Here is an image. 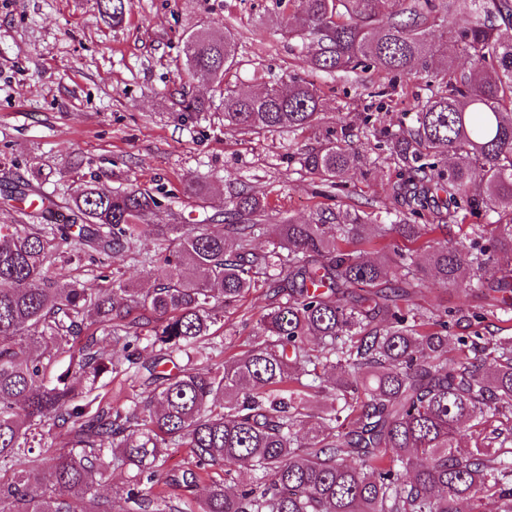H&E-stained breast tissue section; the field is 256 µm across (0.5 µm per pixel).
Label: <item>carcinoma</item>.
<instances>
[{
    "mask_svg": "<svg viewBox=\"0 0 512 512\" xmlns=\"http://www.w3.org/2000/svg\"><path fill=\"white\" fill-rule=\"evenodd\" d=\"M289 2L295 24L280 35L300 38L315 69L433 68L444 84L418 103L410 127L381 131L407 215L392 224L370 213L279 224L272 248L258 252L263 227L254 220L265 201L248 187L227 203L244 223L215 234L140 223L167 207L160 191L83 180L62 207L55 189L1 185L4 207L38 223L0 224V459L17 466L0 482V512H185V498L216 468L259 479L239 492L211 480L197 512H460L474 497L512 512V336L460 339L459 356L442 365L456 312L416 302L428 277L470 288L492 263L502 276L484 298L492 316L512 321V0ZM130 4L99 0L98 8L116 27ZM457 9L474 13L456 31L471 71L440 51ZM185 57L193 75L223 89L227 130L303 129L323 111L311 80L258 94L227 83L239 64L228 28L190 32ZM298 155L335 188L359 146L328 130ZM426 212L436 222L409 223ZM479 213L493 219L471 225L468 246L425 241ZM148 233L159 240L154 255L140 249ZM70 240L67 261L139 257L155 287L141 294L114 278L111 290H97L51 275L55 244ZM259 290L269 308L246 353L204 372L174 362L211 335L215 304ZM95 325L103 335L90 333ZM108 338L121 355L101 350ZM143 342L153 357H142ZM61 353L68 364L56 370ZM165 360L173 371L158 370ZM329 372V403L313 415L309 391ZM119 376L142 386L125 406L107 390ZM46 427L62 447H35ZM170 448L189 449L191 461L163 470ZM114 467L129 477L105 496Z\"/></svg>",
    "mask_w": 512,
    "mask_h": 512,
    "instance_id": "cac0c4a2",
    "label": "carcinoma"
}]
</instances>
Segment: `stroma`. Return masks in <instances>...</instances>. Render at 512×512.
Here are the masks:
<instances>
[{
	"label": "stroma",
	"mask_w": 512,
	"mask_h": 512,
	"mask_svg": "<svg viewBox=\"0 0 512 512\" xmlns=\"http://www.w3.org/2000/svg\"><path fill=\"white\" fill-rule=\"evenodd\" d=\"M289 15L286 0H131L121 26L106 24L97 0H0V184L29 181L41 169L44 190L59 179L95 174L108 187L163 188L171 210L148 223L204 225L222 230L230 189L249 187L266 199L264 223H308L320 212L364 211L385 215L402 204L388 190L397 164L381 147L379 132L410 126L417 99L438 82L414 70L391 76L374 70L350 74L314 71L300 41L277 30ZM238 33V72L227 80L246 93L269 82L314 81L324 110L313 127L259 133L226 131L221 112L179 111L182 95L218 100L208 84L184 66L186 32L200 25ZM353 129L363 158L337 189L301 170L299 147L313 146L325 131ZM200 183L203 198L187 189ZM71 244L55 248L50 270L100 286V273L121 269L128 287L155 284L147 268L125 256L66 262ZM417 301L424 308L461 310L451 336L495 332L492 318H477L480 298L433 283ZM267 308L262 293L226 307L215 343L226 353L248 349Z\"/></svg>",
	"instance_id": "obj_1"
}]
</instances>
